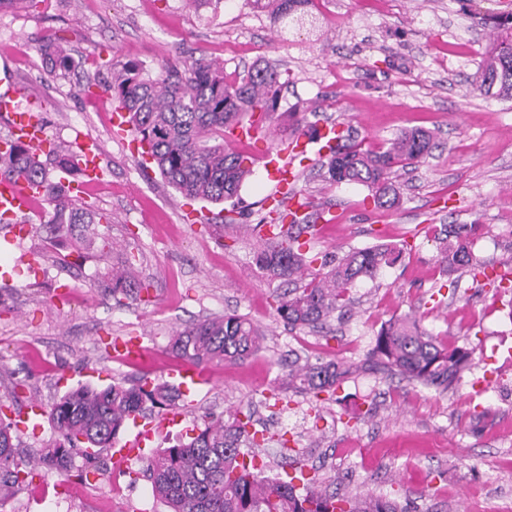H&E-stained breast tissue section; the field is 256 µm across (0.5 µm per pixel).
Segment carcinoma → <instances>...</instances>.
<instances>
[{
    "instance_id": "1",
    "label": "carcinoma",
    "mask_w": 512,
    "mask_h": 512,
    "mask_svg": "<svg viewBox=\"0 0 512 512\" xmlns=\"http://www.w3.org/2000/svg\"><path fill=\"white\" fill-rule=\"evenodd\" d=\"M288 28L294 12L312 0H255ZM50 73L64 76L71 61L56 42L40 48ZM480 92L512 99V33H496L493 46L481 60ZM281 74L276 65L262 61L233 80L224 65L198 58L189 63L168 64L156 74L135 61L125 62L112 74L109 95L128 112L139 142L147 146L160 174L181 195L219 205L238 197L251 174L248 158L224 148V133L248 114L270 119L279 110ZM432 135L425 130L399 133L377 151L342 143L327 159L324 178L330 183L367 187L378 210L401 204L394 174L421 163L432 152ZM10 153L0 154V174L38 181L45 186V216L40 229L46 239L63 243L82 224L81 248L96 241L107 245L106 236L94 225L104 216L79 205L61 180L79 176L77 155L59 146L37 156L25 143L9 141ZM474 224L444 226L436 240V262L448 274L467 270L473 276L485 271L472 251ZM314 225L292 219L288 231L276 240L260 239L255 264L273 280L292 287L275 296L276 314L293 329L317 328L347 306L350 289L361 278L372 279L383 267L398 262L402 252L390 244L353 249L341 256H307L300 237L313 234ZM319 265L314 270L312 266ZM143 285L126 272L112 275V297L138 294ZM264 333L244 316L203 319L177 330L171 352L197 365L240 362L262 345ZM474 350L441 345L412 315L395 317L381 325L374 346L362 368L399 374L424 386L448 391L473 365ZM288 383L319 396L334 394L354 373L341 360L288 365ZM180 397L166 382H141L104 388L79 385L48 405L47 416L56 438L38 458V464L65 471L79 453L89 467L100 453L113 447L125 424L142 413L148 401L157 404ZM197 433L187 442L160 448L148 458L154 496L169 512H404L399 504L370 493L348 497L316 490V475L269 477L254 465L252 448L259 446L250 431L251 415L229 412L205 414ZM14 423L0 410V506L22 487L29 473L16 457Z\"/></svg>"
}]
</instances>
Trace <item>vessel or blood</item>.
<instances>
[{
    "mask_svg": "<svg viewBox=\"0 0 512 512\" xmlns=\"http://www.w3.org/2000/svg\"><path fill=\"white\" fill-rule=\"evenodd\" d=\"M19 96V91L13 87L0 90V112L7 114L13 137L25 142L33 150H43L47 146V140L40 110L31 105H21ZM335 140V126L325 123L317 126L312 134L302 133L293 139L281 141L275 151L266 153L265 166L275 190L266 196L265 205L288 208L300 217L310 216V208L301 204L294 190L297 180L294 162L309 154L323 155ZM76 143L79 148L78 165L86 184L99 182L103 176L101 143L82 133L77 134ZM44 192L43 184L0 177V223L9 226L12 239H23L29 235L35 203ZM113 351L120 358L131 361L146 356L148 348L143 338L137 337L116 341ZM168 376L172 385L185 398L187 405H194L204 383V374L200 367L182 359H175L168 366ZM182 419L183 415L179 412L159 420L132 417L130 434L119 448L112 451L113 462L124 463L129 459L142 457L146 446L153 441L161 428L177 425Z\"/></svg>",
    "mask_w": 512,
    "mask_h": 512,
    "instance_id": "1",
    "label": "vessel or blood"
}]
</instances>
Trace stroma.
I'll list each match as a JSON object with an SVG mask.
<instances>
[{
    "instance_id": "1",
    "label": "stroma",
    "mask_w": 512,
    "mask_h": 512,
    "mask_svg": "<svg viewBox=\"0 0 512 512\" xmlns=\"http://www.w3.org/2000/svg\"><path fill=\"white\" fill-rule=\"evenodd\" d=\"M512 0H313L303 23L277 35L253 0H18L0 10V89L38 100L48 136L73 148L76 132L104 146V177L84 202L105 215L108 253L62 265L39 230L10 244L0 237V403L48 405L69 388L130 386L143 374L167 381V351L177 329L229 314L265 334L244 363L208 366V380L185 421L156 434L153 448L190 435L202 415L239 411L264 439L256 458L274 476L317 475L318 488L346 496L397 499L408 512H512V290L468 273L451 279L435 263L434 234L445 224H477L473 246L485 265L512 267V100L480 94L478 65L491 48L492 17ZM61 43L72 62L50 74L40 45ZM206 58L228 74L258 59L284 82L274 122L290 111L305 123H339L349 139L378 149L400 131L422 128L438 143L429 157L398 171L402 203L382 211L366 187L323 181L320 165H299L298 186L316 206H334L339 224L323 225L310 254L340 255L379 243L403 260L358 281L345 314L314 329H291L276 315V289L254 263L251 225L264 217L273 183L265 144L237 142L253 174L223 206L183 198L141 154L112 137L113 101L82 86L105 85L112 68L134 60L151 71ZM133 257L148 298L115 304L101 281ZM415 315L440 343L474 347L475 365L452 390L362 370L380 325ZM144 337L149 372L114 357V338ZM496 373L481 395L487 358ZM342 359L358 367L335 400L284 385L282 363ZM98 475L34 477L0 512H91L90 490L126 487L112 512H166L152 496L147 462L117 467L103 452Z\"/></svg>"
}]
</instances>
